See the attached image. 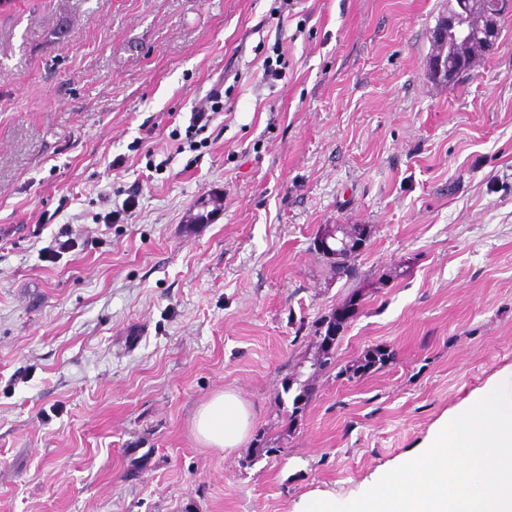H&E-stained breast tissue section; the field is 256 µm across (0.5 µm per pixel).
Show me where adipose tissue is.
<instances>
[{"label": "adipose tissue", "instance_id": "ef3b65f1", "mask_svg": "<svg viewBox=\"0 0 512 512\" xmlns=\"http://www.w3.org/2000/svg\"><path fill=\"white\" fill-rule=\"evenodd\" d=\"M252 428L250 406L232 390L214 394L193 416L197 440L220 452L229 453L240 448Z\"/></svg>", "mask_w": 512, "mask_h": 512}]
</instances>
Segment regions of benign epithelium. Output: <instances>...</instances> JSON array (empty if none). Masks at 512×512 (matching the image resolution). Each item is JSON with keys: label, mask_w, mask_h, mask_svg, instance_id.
Wrapping results in <instances>:
<instances>
[{"label": "benign epithelium", "mask_w": 512, "mask_h": 512, "mask_svg": "<svg viewBox=\"0 0 512 512\" xmlns=\"http://www.w3.org/2000/svg\"><path fill=\"white\" fill-rule=\"evenodd\" d=\"M509 0H483L482 8L474 9L470 0H456L452 8L443 13L431 33V39L439 44L448 38V33L456 30L465 39L491 45L497 35L501 16L508 11ZM428 70L435 80L458 72L456 63L444 56L432 54ZM367 243V237L354 231L348 224L336 225V231L325 237L322 247L336 256L347 251L359 252Z\"/></svg>", "instance_id": "obj_1"}]
</instances>
